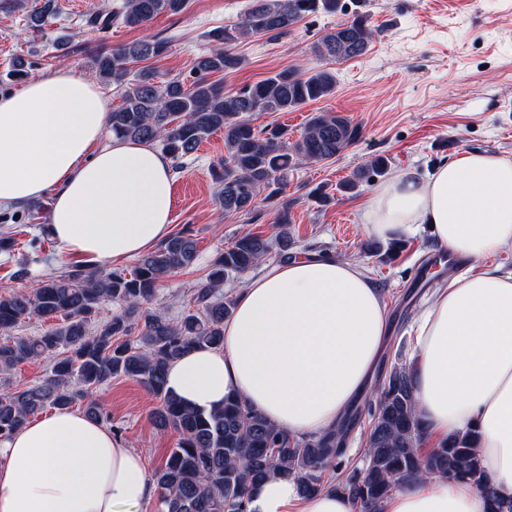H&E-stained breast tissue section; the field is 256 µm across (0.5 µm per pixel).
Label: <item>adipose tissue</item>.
Listing matches in <instances>:
<instances>
[{
  "label": "adipose tissue",
  "instance_id": "1",
  "mask_svg": "<svg viewBox=\"0 0 512 512\" xmlns=\"http://www.w3.org/2000/svg\"><path fill=\"white\" fill-rule=\"evenodd\" d=\"M108 104L86 72L65 67L0 92V208L48 195L46 231L90 263L154 249L171 232L172 171L151 143L106 138ZM427 225L434 240L479 273L434 288L415 324L417 412L430 443L469 428L485 474L512 504V271L487 265L512 249V159L468 151L426 178L400 170L363 213L368 236L400 239ZM385 305L356 262L300 257L249 279L224 322V345L173 362L171 395L208 411L228 394L293 435L333 429L374 381L387 341ZM156 495L144 458L68 408L30 420L0 442V512H134ZM249 512H354L294 481L254 487ZM383 512H488L470 482H408Z\"/></svg>",
  "mask_w": 512,
  "mask_h": 512
}]
</instances>
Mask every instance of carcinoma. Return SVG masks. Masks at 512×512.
Returning <instances> with one entry per match:
<instances>
[{
  "instance_id": "1",
  "label": "carcinoma",
  "mask_w": 512,
  "mask_h": 512,
  "mask_svg": "<svg viewBox=\"0 0 512 512\" xmlns=\"http://www.w3.org/2000/svg\"><path fill=\"white\" fill-rule=\"evenodd\" d=\"M187 2L124 0L112 11L85 15V24L98 30L143 26L161 13L183 12ZM57 9L56 0H42L27 22L38 30ZM342 9L341 0H252L237 26L210 34L214 46L196 61L189 85L178 78L157 82L148 69L133 71L131 64L168 49L161 39L124 44L92 58L96 78L121 94V104L109 116L112 135L152 142L179 162L212 133L224 131V162L213 170L224 212L251 215L264 201L276 208L277 232L236 237L193 289V307L177 318L148 304L164 277L197 262V239L189 228L169 236L125 273L74 265L30 294L0 297V372L29 360L51 361L42 381L0 396V441L48 407L78 403L90 419L110 421L93 390L125 376L159 399L151 413L154 428L178 434L175 448L153 475L161 512H248L250 490L272 474L293 480L304 498L325 489L340 492L360 512H382V503L399 484L424 475L467 479L494 498L477 455L476 430L449 437L425 456L420 453L425 428L416 412L411 366L405 363L389 367L367 410L345 415L335 429L318 436L291 435L236 395L226 397L222 409L207 413L182 406L165 387L168 366L185 352L223 347L224 320L234 305L222 293L224 282L245 275L274 251L288 258V172L302 160L329 161L361 136L359 126L337 112L314 114L294 142L283 128L258 130L249 123L256 112H292L335 93L336 75L329 68L283 69L234 91L224 90L211 75L242 66L243 59L228 44L251 36L274 38L309 14ZM373 35L368 20L355 14L325 33L317 51L324 58L361 56ZM384 171L385 160L375 158L357 167L338 190H354ZM106 303L118 305L119 311L100 320ZM31 318L48 328L39 336L12 335L18 323ZM365 413L372 427L363 465L357 468L346 458L345 445Z\"/></svg>"
}]
</instances>
